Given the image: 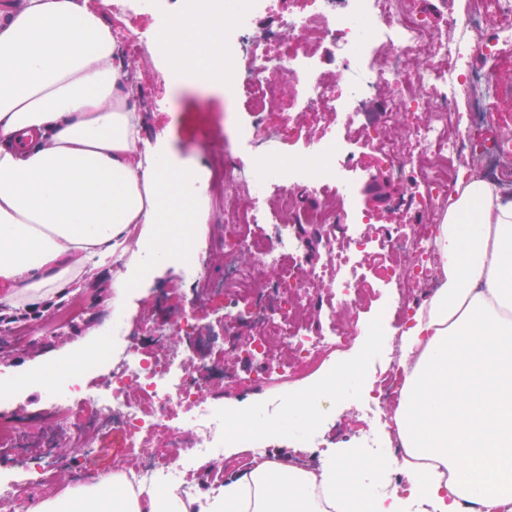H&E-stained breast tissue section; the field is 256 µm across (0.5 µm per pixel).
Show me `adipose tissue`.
<instances>
[{
	"instance_id": "obj_1",
	"label": "adipose tissue",
	"mask_w": 512,
	"mask_h": 512,
	"mask_svg": "<svg viewBox=\"0 0 512 512\" xmlns=\"http://www.w3.org/2000/svg\"><path fill=\"white\" fill-rule=\"evenodd\" d=\"M110 0H6L0 7V298L14 310L66 297L88 262L145 248L159 225L188 233L205 191L195 173L144 145L128 74L101 14ZM179 64L223 47L218 28L170 34ZM141 226L133 234V226ZM441 286L401 334L406 374L394 413L406 449V494L380 495L385 466L351 448L305 470L252 457L201 495L123 477L37 499L30 512H512V190L458 181L439 226ZM358 378H328L286 396L307 427ZM270 428L250 409L224 416V444Z\"/></svg>"
}]
</instances>
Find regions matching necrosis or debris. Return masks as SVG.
I'll return each mask as SVG.
<instances>
[{
  "label": "necrosis or debris",
  "instance_id": "obj_1",
  "mask_svg": "<svg viewBox=\"0 0 512 512\" xmlns=\"http://www.w3.org/2000/svg\"><path fill=\"white\" fill-rule=\"evenodd\" d=\"M283 2L284 32L259 36L257 19L269 0H184L175 15L164 0H112L113 15L156 14L165 33L178 22L223 29V53L209 58L203 72L232 73L246 94L250 117L232 136L254 153L238 164L214 149L208 192L224 216V273H209L197 245L183 273L193 294L218 299L225 320L249 323L253 334L211 342L187 310L147 332L116 323L112 333L127 337L125 348L97 347L92 361L55 384L51 422L0 421V465L11 473L0 478V512H28L63 467L76 483L116 473L132 482L162 474L193 483L176 462L186 450L217 456L224 393H268L284 411L281 386L314 373L349 336L378 335V322L356 314L378 288L395 286L402 321H413L440 286L434 239L448 208L449 173L496 181L512 168V127L502 126L491 140L482 135L494 119L489 102L512 95V83L473 65L475 57L494 61L512 48V0H470L441 25L414 0ZM246 59L253 63L248 71L241 67ZM287 85L295 107L288 124L310 132L298 162L265 147L280 136L266 115ZM378 100L381 122L370 117ZM400 114L410 127L404 142L393 134ZM360 142L375 146L395 180L414 187L395 205V223L348 216L354 184L343 173L367 174L354 151ZM298 186L318 206L297 212ZM242 192L256 201L277 197L283 219L271 222L257 206H239ZM295 212L326 229L322 262L310 263L293 227ZM341 313L348 318L343 328L336 325ZM229 353L237 357L232 371L224 368ZM404 383L398 363L379 372L370 392L373 413L397 406ZM62 445L69 455L59 454ZM113 447L125 456L112 458Z\"/></svg>",
  "mask_w": 512,
  "mask_h": 512
}]
</instances>
